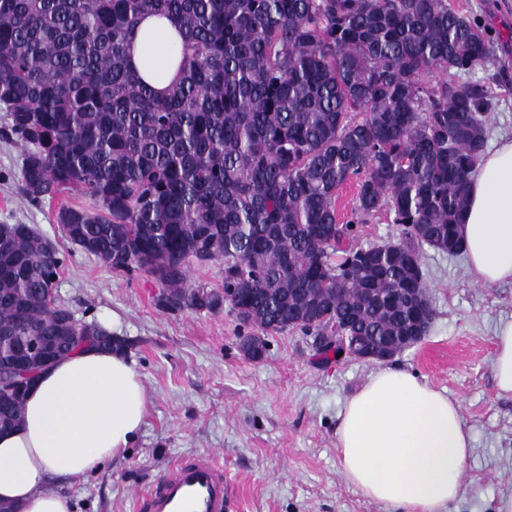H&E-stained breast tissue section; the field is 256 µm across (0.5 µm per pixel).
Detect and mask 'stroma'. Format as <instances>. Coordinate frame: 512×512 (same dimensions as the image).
<instances>
[{"instance_id": "35a3bbf8", "label": "stroma", "mask_w": 512, "mask_h": 512, "mask_svg": "<svg viewBox=\"0 0 512 512\" xmlns=\"http://www.w3.org/2000/svg\"><path fill=\"white\" fill-rule=\"evenodd\" d=\"M449 2L481 19L497 43L493 63L471 77L497 97L490 140L512 137V0ZM9 124L0 107V224L31 225L56 244L64 256L58 301L79 321L108 324L125 339L151 400L128 454L68 487L76 512H136L137 496L174 461L200 454L224 468L227 512H391L347 484L336 446L343 404L376 363L345 357L317 365L298 330L267 334L263 358L253 361L240 348L248 330L228 307L165 309L152 276L112 271L62 236L59 209L89 206L88 197L67 190L26 200L24 150L6 139ZM422 263L434 319L424 343L393 362L461 402L473 448L449 512H494L512 494V397L499 394L491 366L494 327L512 318V285H482L465 257L431 248Z\"/></svg>"}]
</instances>
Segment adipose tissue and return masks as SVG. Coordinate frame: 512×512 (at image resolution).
I'll return each instance as SVG.
<instances>
[{
  "instance_id": "1",
  "label": "adipose tissue",
  "mask_w": 512,
  "mask_h": 512,
  "mask_svg": "<svg viewBox=\"0 0 512 512\" xmlns=\"http://www.w3.org/2000/svg\"><path fill=\"white\" fill-rule=\"evenodd\" d=\"M179 49L172 23L149 17L130 63L161 92L178 77ZM460 232L477 282L512 284V138L486 151L471 174ZM494 345L496 386L512 395V319L499 322ZM148 404L122 353L81 348L59 359L30 388L19 426L0 433V501L16 512H75L63 484L126 453ZM336 438L349 485L393 512H446L472 449L459 400L397 365L373 371L346 399Z\"/></svg>"
}]
</instances>
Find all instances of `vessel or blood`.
I'll list each match as a JSON object with an SVG mask.
<instances>
[{"label": "vessel or blood", "instance_id": "vessel-or-blood-1", "mask_svg": "<svg viewBox=\"0 0 512 512\" xmlns=\"http://www.w3.org/2000/svg\"><path fill=\"white\" fill-rule=\"evenodd\" d=\"M224 470L209 454L184 459L142 497L140 512H225Z\"/></svg>", "mask_w": 512, "mask_h": 512}]
</instances>
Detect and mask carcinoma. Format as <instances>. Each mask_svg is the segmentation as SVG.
I'll return each instance as SVG.
<instances>
[{"label":"carcinoma","mask_w":512,"mask_h":512,"mask_svg":"<svg viewBox=\"0 0 512 512\" xmlns=\"http://www.w3.org/2000/svg\"><path fill=\"white\" fill-rule=\"evenodd\" d=\"M152 15L181 35L180 76L162 94L128 60ZM494 55L448 0H0V105L24 148L22 194L89 197L93 209L57 214L68 241L153 276L169 310L221 307L189 268L224 264L230 307L263 333L409 335L423 246L464 253L459 221L493 106L466 75ZM375 214L404 237L349 245ZM62 264L31 226L0 224L6 345L36 336L62 357L100 336L124 348L100 322L72 330L52 295ZM23 407L0 393V430Z\"/></svg>","instance_id":"cac0c4a2"}]
</instances>
